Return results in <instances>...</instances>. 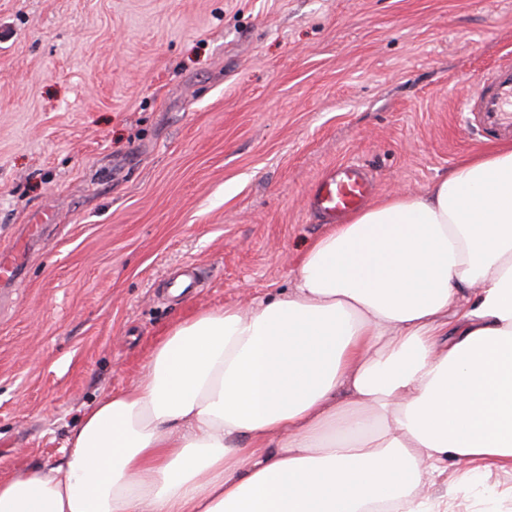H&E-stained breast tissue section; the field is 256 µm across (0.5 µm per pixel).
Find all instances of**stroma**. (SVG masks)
<instances>
[{
    "mask_svg": "<svg viewBox=\"0 0 512 512\" xmlns=\"http://www.w3.org/2000/svg\"><path fill=\"white\" fill-rule=\"evenodd\" d=\"M510 52L512 0H0V251L45 224L0 283V479L176 322L285 291L332 167L417 195L512 142L461 109Z\"/></svg>",
    "mask_w": 512,
    "mask_h": 512,
    "instance_id": "stroma-1",
    "label": "stroma"
}]
</instances>
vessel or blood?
<instances>
[{
    "label": "vessel or blood",
    "mask_w": 512,
    "mask_h": 512,
    "mask_svg": "<svg viewBox=\"0 0 512 512\" xmlns=\"http://www.w3.org/2000/svg\"><path fill=\"white\" fill-rule=\"evenodd\" d=\"M463 109L482 114L490 125H504L512 130L511 58L500 60L478 78ZM372 193V184L359 165L341 164L313 184L309 206L326 223L335 224L360 208Z\"/></svg>",
    "instance_id": "1"
}]
</instances>
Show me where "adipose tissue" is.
Returning <instances> with one entry per match:
<instances>
[{"label":"adipose tissue","mask_w":512,"mask_h":512,"mask_svg":"<svg viewBox=\"0 0 512 512\" xmlns=\"http://www.w3.org/2000/svg\"><path fill=\"white\" fill-rule=\"evenodd\" d=\"M68 444L0 479V512H453L462 496L495 512L492 470L512 467V145L333 225L278 295L174 324Z\"/></svg>","instance_id":"ef3b65f1"}]
</instances>
